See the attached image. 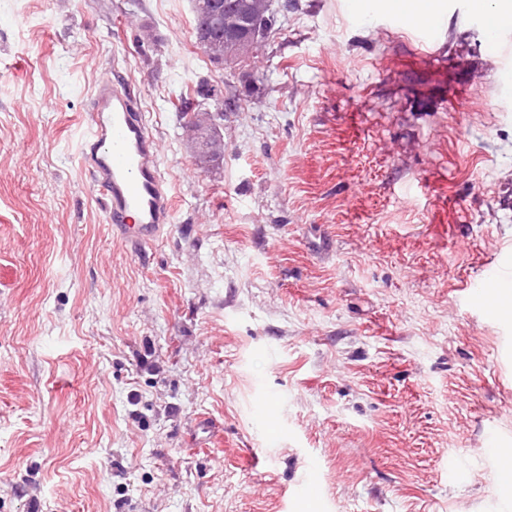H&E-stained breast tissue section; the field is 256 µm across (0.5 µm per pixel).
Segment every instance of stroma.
<instances>
[{
    "instance_id": "obj_1",
    "label": "stroma",
    "mask_w": 512,
    "mask_h": 512,
    "mask_svg": "<svg viewBox=\"0 0 512 512\" xmlns=\"http://www.w3.org/2000/svg\"><path fill=\"white\" fill-rule=\"evenodd\" d=\"M274 0L247 70L193 0H0V512H496L512 323V91L465 0ZM137 94L174 201L112 237L79 160L101 80ZM237 94L222 160L179 98ZM319 471V498L303 481ZM386 3L417 24L424 18L426 5L430 11L434 9L440 13L438 0H387ZM222 117V113L218 112L211 117V119L204 122L199 126V131L196 135L191 133V139L195 152L202 153L209 159L212 155L220 160L221 155L224 154V142L219 137H209L203 134L204 130L220 124L218 119ZM217 120H216V119ZM197 137L196 139L194 137ZM495 293L496 297L490 304L492 311L498 315L512 313V274L510 271H505L498 281L488 287ZM485 289V290H490Z\"/></svg>"
}]
</instances>
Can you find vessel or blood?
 Returning a JSON list of instances; mask_svg holds the SVG:
<instances>
[{
	"mask_svg": "<svg viewBox=\"0 0 512 512\" xmlns=\"http://www.w3.org/2000/svg\"><path fill=\"white\" fill-rule=\"evenodd\" d=\"M488 41L512 55V20H500ZM79 155L113 235L133 246L158 239L173 218L169 183L140 102L120 81L97 85Z\"/></svg>",
	"mask_w": 512,
	"mask_h": 512,
	"instance_id": "obj_1",
	"label": "vessel or blood"
}]
</instances>
